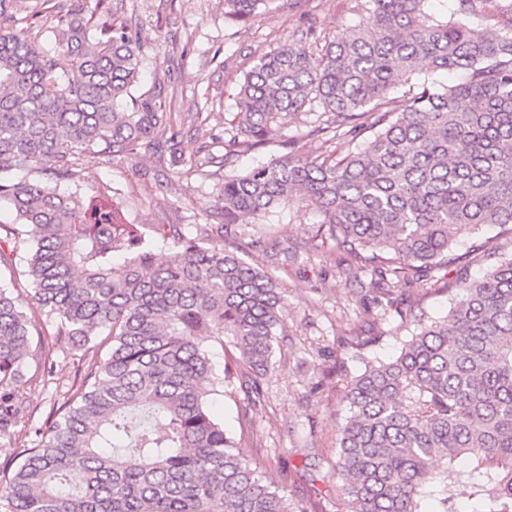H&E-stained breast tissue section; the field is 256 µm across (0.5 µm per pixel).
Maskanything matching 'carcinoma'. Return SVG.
Masks as SVG:
<instances>
[{
    "label": "carcinoma",
    "mask_w": 512,
    "mask_h": 512,
    "mask_svg": "<svg viewBox=\"0 0 512 512\" xmlns=\"http://www.w3.org/2000/svg\"><path fill=\"white\" fill-rule=\"evenodd\" d=\"M0 0V201L16 214L30 297L57 335L91 350L40 438L22 441L0 496L9 512H317L263 476L210 409L247 378L261 395L283 327L271 272L224 244V226L295 201L317 236L372 275L380 297L448 266L456 239L512 225V3L494 32L426 12L430 0H363L354 28L324 41L308 28L261 54L237 94L233 146L249 152L315 112L314 133L365 146L338 157L293 151L224 174V223L202 237H152L113 190L67 192L101 158L170 155L186 177L180 130L149 99L128 109L142 46L124 23L78 2ZM268 0H224L243 21ZM461 70L437 88L422 67ZM405 88L395 101L391 92ZM171 260L159 265L154 251ZM230 343L216 368L213 347ZM50 365L23 301L0 287V437L20 435L24 387ZM337 429L346 512H512V258L456 282L448 315L419 323L400 355L346 380Z\"/></svg>",
    "instance_id": "cac0c4a2"
}]
</instances>
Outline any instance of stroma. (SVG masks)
<instances>
[{
  "label": "stroma",
  "instance_id": "obj_1",
  "mask_svg": "<svg viewBox=\"0 0 512 512\" xmlns=\"http://www.w3.org/2000/svg\"><path fill=\"white\" fill-rule=\"evenodd\" d=\"M100 6L139 37L144 56L132 97L147 95L170 113L182 129L181 151L190 158L212 145L218 165L207 178L180 177L176 165L159 161L151 150L137 156L96 160L77 176L82 191L109 186L120 190L128 219L134 224H166L185 235L202 233L213 219L215 185L224 173L282 155L272 144L248 154L232 152L238 84L258 57L276 48L288 34L307 27L333 38L358 24L359 0H270L266 10L245 21L224 17L222 0H84ZM318 218L292 206L232 226L225 242L237 245L247 262L270 266L288 299L286 327L262 381L259 405L248 406L244 392L218 398L215 410L231 432H244L248 448L268 457L266 476L280 483L289 498L317 505L319 512H343L336 496L333 467L336 425L346 414L341 401L345 382L329 375L330 353L340 339L377 337L364 359L348 360L349 375L363 371L365 360L398 356L417 325L396 313L369 322L359 318L361 304H373L371 276L350 275L346 254L335 243L315 238ZM454 263L435 272V289L413 293L426 319L447 315L449 284L458 276H483L498 258L512 254V231L487 226L461 236L452 247ZM18 256L0 255V285L25 298L29 330L52 353L54 381H34L25 388L30 421L26 432L45 428L54 404L63 400L87 358L67 338L57 337L35 302L28 282L15 276Z\"/></svg>",
  "mask_w": 512,
  "mask_h": 512
}]
</instances>
